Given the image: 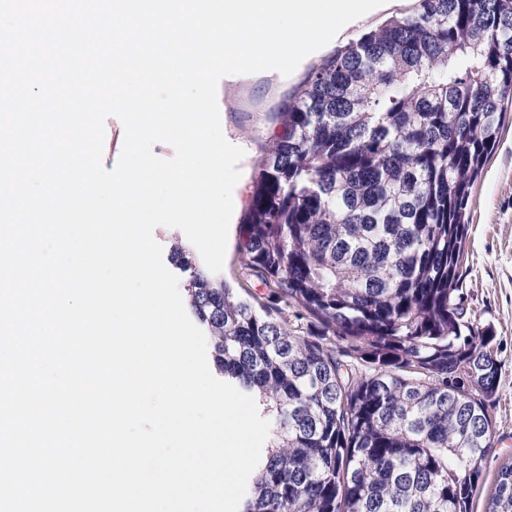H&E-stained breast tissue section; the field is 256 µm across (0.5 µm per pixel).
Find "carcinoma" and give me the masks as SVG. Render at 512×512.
Masks as SVG:
<instances>
[{
    "mask_svg": "<svg viewBox=\"0 0 512 512\" xmlns=\"http://www.w3.org/2000/svg\"><path fill=\"white\" fill-rule=\"evenodd\" d=\"M510 105L512 0H418L281 112L239 247L267 302L173 245L217 371L270 421L239 512H471L499 362L462 306L465 209Z\"/></svg>",
    "mask_w": 512,
    "mask_h": 512,
    "instance_id": "carcinoma-1",
    "label": "carcinoma"
}]
</instances>
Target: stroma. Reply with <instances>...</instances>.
I'll use <instances>...</instances> for the list:
<instances>
[{
  "label": "stroma",
  "mask_w": 512,
  "mask_h": 512,
  "mask_svg": "<svg viewBox=\"0 0 512 512\" xmlns=\"http://www.w3.org/2000/svg\"><path fill=\"white\" fill-rule=\"evenodd\" d=\"M416 0H397L387 9L373 10L362 21L338 32L323 47L306 56L290 76L272 71L233 75L220 80L217 100L226 139L241 147L242 176L233 191L224 266L215 280L245 282L252 295L265 300L267 290L257 280H245L239 258L240 222L265 156L281 130L280 114L296 96L310 72L361 33L413 9ZM468 232L462 267L465 305L495 338L500 362L497 390L488 408L494 447L486 458L473 503V512H487L503 467L512 465V106L504 118L499 143L475 186L466 208Z\"/></svg>",
  "instance_id": "obj_1"
}]
</instances>
